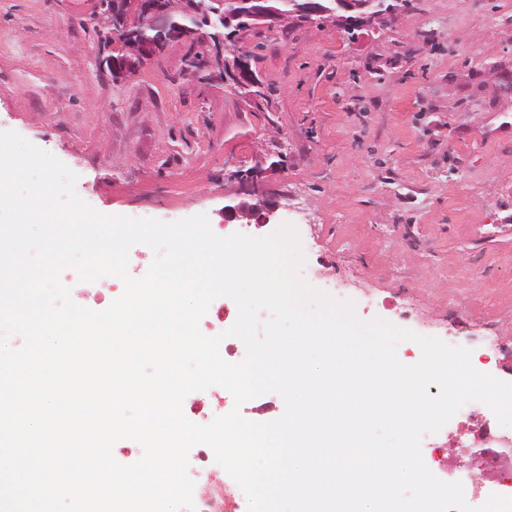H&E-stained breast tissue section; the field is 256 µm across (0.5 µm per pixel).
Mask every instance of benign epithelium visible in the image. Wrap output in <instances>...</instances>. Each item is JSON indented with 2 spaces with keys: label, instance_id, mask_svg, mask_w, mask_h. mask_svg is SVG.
I'll return each instance as SVG.
<instances>
[{
  "label": "benign epithelium",
  "instance_id": "benign-epithelium-1",
  "mask_svg": "<svg viewBox=\"0 0 512 512\" xmlns=\"http://www.w3.org/2000/svg\"><path fill=\"white\" fill-rule=\"evenodd\" d=\"M371 0H337L336 15L331 20L339 27H353L358 20L364 25H383L396 20L400 13L398 0H383L380 6L370 8ZM224 17L245 19L246 30L272 28L291 19L304 21L322 15L315 0H302L290 13L280 11L274 0H222ZM203 5L198 0H94L95 29L107 36V45L117 48L119 55L106 57L100 65L108 64L121 79H128L139 66L154 57L173 39L170 27L171 13L178 11L195 21L192 35L205 36L206 51L191 56L187 68H194L208 77L224 82L225 87L254 103L262 98L243 93L244 88H263V83L251 68V55L241 45V33L224 39H213L205 25L199 22ZM278 160L265 156L247 169L231 172L232 203L224 206V221H241L258 227L270 223L280 203L270 192L268 184L273 175L288 167V156L277 154Z\"/></svg>",
  "mask_w": 512,
  "mask_h": 512
}]
</instances>
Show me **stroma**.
I'll return each mask as SVG.
<instances>
[{
    "label": "stroma",
    "instance_id": "1",
    "mask_svg": "<svg viewBox=\"0 0 512 512\" xmlns=\"http://www.w3.org/2000/svg\"><path fill=\"white\" fill-rule=\"evenodd\" d=\"M90 0H0V131L78 176L97 212L171 223L206 215L222 235L227 165L284 151L279 223L300 237L309 282L361 295L376 318L479 352L512 328V0H411L386 29L347 39L332 22L249 33L273 91L244 101L184 75L188 39L129 79Z\"/></svg>",
    "mask_w": 512,
    "mask_h": 512
}]
</instances>
